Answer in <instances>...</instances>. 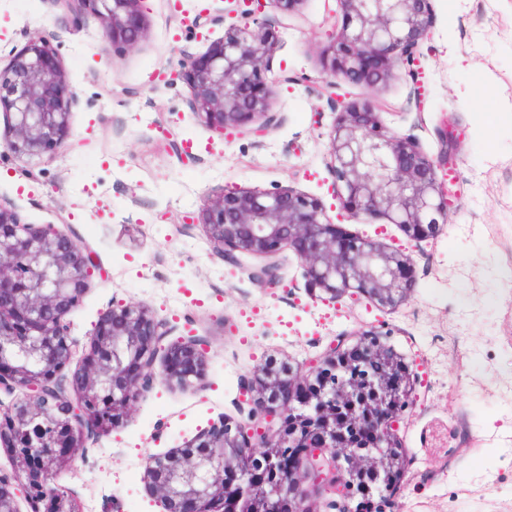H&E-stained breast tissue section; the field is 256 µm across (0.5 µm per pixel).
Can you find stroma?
Instances as JSON below:
<instances>
[{
    "label": "stroma",
    "instance_id": "obj_1",
    "mask_svg": "<svg viewBox=\"0 0 512 512\" xmlns=\"http://www.w3.org/2000/svg\"><path fill=\"white\" fill-rule=\"evenodd\" d=\"M430 4L418 80L397 73L376 92L385 124L414 136L429 159L439 153L442 116L458 124L448 217L415 243L384 218L340 214L333 196L326 162L336 114L314 85L336 0H303L280 31L266 74L278 127L223 137L191 111L190 88L174 72L183 54L223 39L218 16L230 0H146V37L119 48L94 17L62 24L52 0H0V67L32 36L46 37L75 94L70 135L41 163L0 155V205L75 238L101 268L65 316L72 338L87 348L112 303H133L166 321L169 341L205 354L202 380L187 387L166 380L157 357L152 388L121 426L91 437L57 476L80 512H164L148 478L151 457L219 418L246 417L244 385L265 360L308 362L371 327L422 378L398 428L408 466L394 512H512V0ZM202 9L213 23L188 27ZM227 188L316 197L346 235L409 252L417 274L408 300L394 308L325 301L306 290L289 248L275 257L273 287L252 278L266 257L243 254L234 264L199 253L202 199Z\"/></svg>",
    "mask_w": 512,
    "mask_h": 512
}]
</instances>
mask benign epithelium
I'll return each instance as SVG.
<instances>
[{
	"label": "benign epithelium",
	"instance_id": "7a95c632",
	"mask_svg": "<svg viewBox=\"0 0 512 512\" xmlns=\"http://www.w3.org/2000/svg\"><path fill=\"white\" fill-rule=\"evenodd\" d=\"M62 20L91 15L113 44L137 45L146 34L144 0H55ZM234 21L224 39L182 63L191 111L215 131L258 134L276 123L265 78L279 24L259 18L272 7L284 18L302 0H233ZM341 27L323 49L318 95L333 98L344 85L374 90L399 67L415 77L417 48L433 24L430 0H337ZM73 92L53 44L32 37L0 68V112L10 116L0 155L42 159L69 134ZM437 161L411 136L391 132L381 104L344 101L330 133L328 166L336 196L354 219L382 216L415 242L435 235L448 215L452 191L437 169L456 165V125L436 129ZM213 250L274 256L291 248L303 264L305 288L326 300L348 296L382 307L403 303L415 262L379 242L343 235L322 202L290 189L232 191L204 199L200 211ZM96 270L92 259L52 225L25 224L0 206V387L19 396L0 405V445L13 468L0 474V512H17L23 493L34 512H77L68 494L51 490L89 437L116 429L134 402L152 388L164 352L167 376L189 386L204 371L193 343L162 346L167 324L141 305L114 303L98 321L79 367L66 313L77 306ZM260 283L279 281L267 264ZM420 378L384 334L370 328L340 337L305 364L268 362L247 381L252 407L238 421L221 418L175 453L153 460L152 488L166 512H315L306 484L328 485L343 499L339 512H359L370 498L385 512L406 468L396 432L413 408Z\"/></svg>",
	"mask_w": 512,
	"mask_h": 512
}]
</instances>
